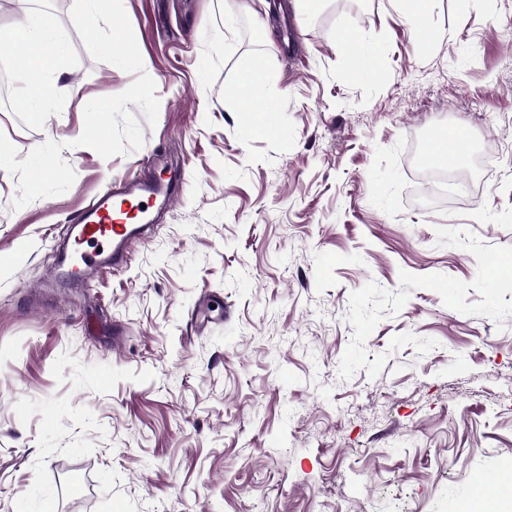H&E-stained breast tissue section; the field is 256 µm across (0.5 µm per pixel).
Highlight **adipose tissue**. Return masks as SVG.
Masks as SVG:
<instances>
[{"label":"adipose tissue","instance_id":"adipose-tissue-1","mask_svg":"<svg viewBox=\"0 0 512 512\" xmlns=\"http://www.w3.org/2000/svg\"><path fill=\"white\" fill-rule=\"evenodd\" d=\"M55 24L46 14L25 16L0 27V46L21 49V63L30 73H45L62 57L64 49L56 40Z\"/></svg>","mask_w":512,"mask_h":512}]
</instances>
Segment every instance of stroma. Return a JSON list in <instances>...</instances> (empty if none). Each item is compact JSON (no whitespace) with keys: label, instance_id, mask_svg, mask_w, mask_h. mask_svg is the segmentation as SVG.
I'll return each instance as SVG.
<instances>
[{"label":"stroma","instance_id":"obj_1","mask_svg":"<svg viewBox=\"0 0 512 512\" xmlns=\"http://www.w3.org/2000/svg\"><path fill=\"white\" fill-rule=\"evenodd\" d=\"M281 2L123 0L160 106L105 159L75 144L84 106L133 75L87 52L73 0H0L65 48L45 125L0 49V133L75 173L17 210L0 168V512H453L512 471V0H427L423 41L399 0ZM247 55L267 134L230 99ZM456 129L472 192L420 198L416 149ZM154 163L178 195L128 263L59 285L71 219Z\"/></svg>","mask_w":512,"mask_h":512}]
</instances>
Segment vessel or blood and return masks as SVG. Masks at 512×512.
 I'll use <instances>...</instances> for the list:
<instances>
[{"label":"vessel or blood","mask_w":512,"mask_h":512,"mask_svg":"<svg viewBox=\"0 0 512 512\" xmlns=\"http://www.w3.org/2000/svg\"><path fill=\"white\" fill-rule=\"evenodd\" d=\"M174 188L150 178L139 181L119 179L97 195L71 226L72 249L76 255L80 279L90 278L106 261L126 262L140 231L130 220L136 209L149 201L168 204ZM97 244V253L89 255L84 245Z\"/></svg>","instance_id":"obj_1"}]
</instances>
